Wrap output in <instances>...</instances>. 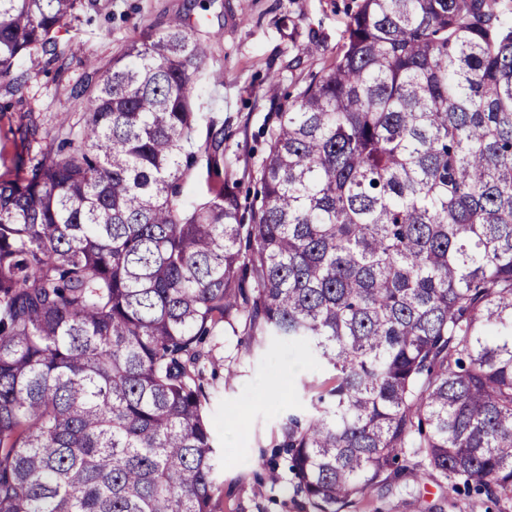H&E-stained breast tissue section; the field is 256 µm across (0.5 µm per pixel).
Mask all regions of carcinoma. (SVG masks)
Here are the masks:
<instances>
[{
    "label": "carcinoma",
    "mask_w": 512,
    "mask_h": 512,
    "mask_svg": "<svg viewBox=\"0 0 512 512\" xmlns=\"http://www.w3.org/2000/svg\"><path fill=\"white\" fill-rule=\"evenodd\" d=\"M85 0H0V78ZM181 18L72 92L0 183V512H217L220 326L326 375L277 444L312 512L421 468L512 512V9L359 0L276 115L253 201ZM207 122L210 198L187 202Z\"/></svg>",
    "instance_id": "1"
}]
</instances>
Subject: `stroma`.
I'll list each match as a JSON object with an SVG mask.
<instances>
[{"mask_svg":"<svg viewBox=\"0 0 512 512\" xmlns=\"http://www.w3.org/2000/svg\"><path fill=\"white\" fill-rule=\"evenodd\" d=\"M353 0H93L78 20L57 33L67 53L63 68L42 52L22 68L29 81L17 92L0 82V181L22 176L18 166L36 127L41 144H59L65 123L76 122L71 90L88 73H106L112 59L131 40L163 30L170 19H186L207 47L196 91L199 111L223 123L224 173L249 184L264 155L261 144L288 93L304 86L334 57ZM310 45L299 53V44ZM218 367L205 373L208 413L214 442L224 459L218 479L224 484L223 512H303L293 491L286 455L276 453L280 419L287 407L307 408L302 382L310 381L299 348L267 344L246 353L232 332L215 336ZM236 377L225 382V368ZM282 390L267 397L271 384ZM275 466L277 483L265 478ZM353 512H497L493 504L472 505L449 483L421 472L416 483L389 482L362 497Z\"/></svg>","mask_w":512,"mask_h":512,"instance_id":"35a3bbf8","label":"stroma"}]
</instances>
